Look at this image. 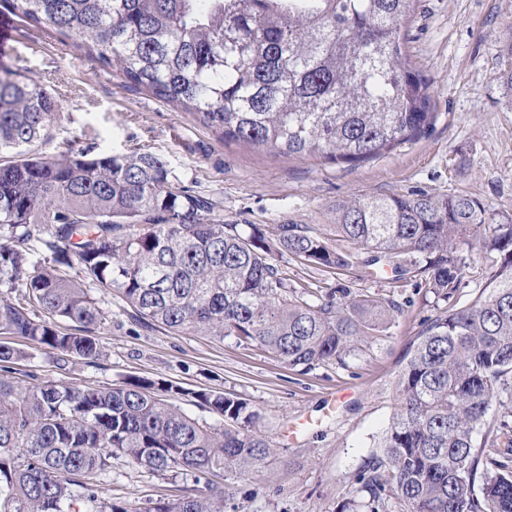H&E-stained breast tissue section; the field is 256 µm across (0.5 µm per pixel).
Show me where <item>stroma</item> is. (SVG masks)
Listing matches in <instances>:
<instances>
[{"instance_id":"1","label":"stroma","mask_w":512,"mask_h":512,"mask_svg":"<svg viewBox=\"0 0 512 512\" xmlns=\"http://www.w3.org/2000/svg\"><path fill=\"white\" fill-rule=\"evenodd\" d=\"M19 66L55 89L61 111L43 144L55 152L72 135L83 145L105 141L113 152L135 147L165 160L173 188L188 187L218 203L228 224H309L327 233L336 200L413 191L463 193L490 213L512 215V93L499 74L512 66V0H418L408 24L409 59L428 79L437 119L416 141L358 163L293 158L225 141L190 113L130 85L103 68L74 39L16 21ZM289 279L310 288L342 284L403 303L404 311L377 328L346 366L302 373L274 355L235 339L176 333L139 321L116 291L92 288L108 316L97 339L96 363H63L51 350L16 361L11 377L29 374L80 386L129 379L181 386L176 402L194 417L218 423L194 399L199 390L245 399L273 446L252 476H218L224 512H339L357 494L356 475L378 452L396 401L392 382L410 358L433 298L390 275L368 276L361 262L332 273L280 259ZM106 499L138 504L176 500L193 481L152 473L116 460L101 485Z\"/></svg>"}]
</instances>
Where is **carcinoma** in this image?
<instances>
[{
    "label": "carcinoma",
    "instance_id": "1",
    "mask_svg": "<svg viewBox=\"0 0 512 512\" xmlns=\"http://www.w3.org/2000/svg\"><path fill=\"white\" fill-rule=\"evenodd\" d=\"M417 0H0L32 28L77 39L105 67L204 125L252 147L359 163L435 122L404 28ZM59 97L0 71V334L93 362L107 315L85 286L116 289L143 323L273 354L289 367L346 365L356 343L401 305L344 287L298 289L273 253L341 270L307 224L224 223L210 198L170 187L154 154L80 148L52 155ZM331 230L362 264L414 280L444 310L423 320L394 380L396 410L341 512H512V215L465 194L336 201ZM277 238L272 251L269 235ZM499 261L465 306L469 264L457 241ZM46 256L35 259L34 243ZM76 269V276L67 273ZM73 324L66 333L60 322ZM30 353L0 343V370ZM0 376V512H224V491L139 505L103 501L112 461L152 473L248 475L270 455L256 412L232 394L197 391L217 427L174 403L182 389L148 379L109 387ZM497 403L504 415L487 419Z\"/></svg>",
    "mask_w": 512,
    "mask_h": 512
}]
</instances>
